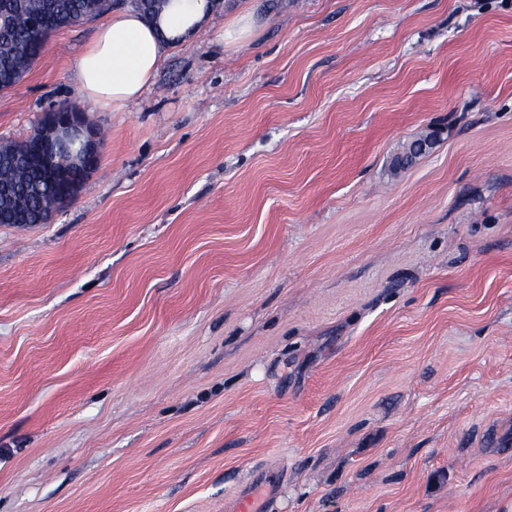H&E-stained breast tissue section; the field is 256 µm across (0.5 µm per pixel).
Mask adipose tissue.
I'll use <instances>...</instances> for the list:
<instances>
[{"label": "adipose tissue", "mask_w": 512, "mask_h": 512, "mask_svg": "<svg viewBox=\"0 0 512 512\" xmlns=\"http://www.w3.org/2000/svg\"><path fill=\"white\" fill-rule=\"evenodd\" d=\"M208 8V0H171L155 23L133 11L113 13L76 63L80 92L101 105L138 98L158 70L164 39L193 32Z\"/></svg>", "instance_id": "obj_1"}]
</instances>
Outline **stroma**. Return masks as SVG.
Wrapping results in <instances>:
<instances>
[{"label":"stroma","instance_id":"obj_1","mask_svg":"<svg viewBox=\"0 0 512 512\" xmlns=\"http://www.w3.org/2000/svg\"><path fill=\"white\" fill-rule=\"evenodd\" d=\"M102 23L0 93L101 136L0 224V512H512V0H214L114 108Z\"/></svg>","mask_w":512,"mask_h":512}]
</instances>
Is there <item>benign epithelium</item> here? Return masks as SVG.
<instances>
[{
	"label": "benign epithelium",
	"instance_id": "7a95c632",
	"mask_svg": "<svg viewBox=\"0 0 512 512\" xmlns=\"http://www.w3.org/2000/svg\"><path fill=\"white\" fill-rule=\"evenodd\" d=\"M31 138L40 145V162L47 181L68 171L77 173L69 185L70 196H75L99 158L96 133L84 114L68 108L48 112Z\"/></svg>",
	"mask_w": 512,
	"mask_h": 512
}]
</instances>
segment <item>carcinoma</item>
<instances>
[{
    "instance_id": "1",
    "label": "carcinoma",
    "mask_w": 512,
    "mask_h": 512,
    "mask_svg": "<svg viewBox=\"0 0 512 512\" xmlns=\"http://www.w3.org/2000/svg\"><path fill=\"white\" fill-rule=\"evenodd\" d=\"M168 2L129 0L127 5L139 14L154 18L168 7ZM111 6L108 0H18L10 20L5 24L0 22V92H7L22 81L52 34L80 26L109 11ZM416 143L417 140H412L406 150L394 158L395 169L407 168L420 156L415 151ZM0 181L12 187L31 221L46 224L62 207L65 182L56 186L47 184L33 162L0 172Z\"/></svg>"
}]
</instances>
